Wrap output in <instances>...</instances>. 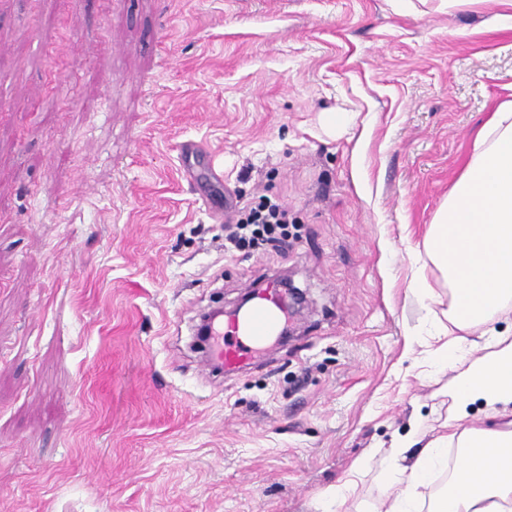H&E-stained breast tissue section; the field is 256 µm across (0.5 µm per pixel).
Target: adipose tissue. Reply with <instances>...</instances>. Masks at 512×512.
Segmentation results:
<instances>
[{
  "mask_svg": "<svg viewBox=\"0 0 512 512\" xmlns=\"http://www.w3.org/2000/svg\"><path fill=\"white\" fill-rule=\"evenodd\" d=\"M424 249L452 289L449 319L460 334L435 352L439 369L453 368L470 342L468 330L487 326L494 349L473 359L449 387L459 411L474 401L489 409L512 405V343L490 328L498 314L512 310V102L499 105L478 134L464 172L436 213ZM400 437L387 453L382 483L392 490L390 512H505L512 500V430L448 426L407 461L415 443ZM462 448L448 489L424 505L422 491L448 461L449 445ZM494 470H487L488 460Z\"/></svg>",
  "mask_w": 512,
  "mask_h": 512,
  "instance_id": "ef3b65f1",
  "label": "adipose tissue"
}]
</instances>
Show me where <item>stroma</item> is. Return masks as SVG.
Listing matches in <instances>:
<instances>
[{"mask_svg": "<svg viewBox=\"0 0 512 512\" xmlns=\"http://www.w3.org/2000/svg\"><path fill=\"white\" fill-rule=\"evenodd\" d=\"M507 100L489 0H0V512H385L457 415L409 290L450 305L423 239ZM261 195L286 243L225 252ZM283 274L293 335L206 371L200 314Z\"/></svg>", "mask_w": 512, "mask_h": 512, "instance_id": "obj_1", "label": "stroma"}]
</instances>
